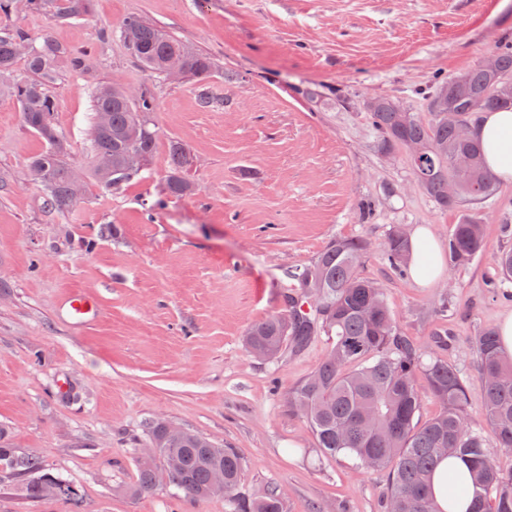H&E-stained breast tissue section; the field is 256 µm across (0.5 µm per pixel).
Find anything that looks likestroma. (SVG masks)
Masks as SVG:
<instances>
[{
	"label": "stroma",
	"instance_id": "stroma-1",
	"mask_svg": "<svg viewBox=\"0 0 512 512\" xmlns=\"http://www.w3.org/2000/svg\"><path fill=\"white\" fill-rule=\"evenodd\" d=\"M130 15L208 54L215 70L151 75L120 37ZM15 29L66 51L49 92L75 169L89 166L103 84L151 88L157 144L131 182L87 179L83 198L57 209L28 169L45 142L0 95V432L77 493L32 499L25 478L0 469V512H234L166 483L131 493L158 418L238 452L239 498L275 489L285 512H383L386 472L321 456L288 408L331 337L270 363L243 347L254 323L282 310L289 270L340 238L367 241L358 273L382 285L403 335L428 349L434 326L447 330L443 355L482 423L472 340L512 315V283L487 286L496 256L512 250L502 230L512 185L476 207L482 253L418 287L385 259L388 233L423 225L444 249L458 214L416 187L403 150L382 152L360 103L392 98L429 120L424 92L512 42V0H91L68 20L0 11V32ZM74 54L86 68L72 67ZM173 139L190 157L186 196L167 190ZM73 291L101 307L83 329L58 310Z\"/></svg>",
	"mask_w": 512,
	"mask_h": 512
}]
</instances>
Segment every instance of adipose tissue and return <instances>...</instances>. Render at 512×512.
<instances>
[{"instance_id":"ef3b65f1","label":"adipose tissue","mask_w":512,"mask_h":512,"mask_svg":"<svg viewBox=\"0 0 512 512\" xmlns=\"http://www.w3.org/2000/svg\"><path fill=\"white\" fill-rule=\"evenodd\" d=\"M473 136L482 141L489 168L503 183L512 184V111L482 113ZM411 242L412 279L419 287H429L444 271L441 248L424 226L416 228ZM468 475L467 463L458 457L448 458L436 471L433 492L444 512H468L471 495L464 490Z\"/></svg>"}]
</instances>
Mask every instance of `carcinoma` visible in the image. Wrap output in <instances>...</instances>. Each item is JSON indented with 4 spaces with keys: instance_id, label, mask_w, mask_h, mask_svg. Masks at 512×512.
Returning a JSON list of instances; mask_svg holds the SVG:
<instances>
[{
    "instance_id": "obj_1",
    "label": "carcinoma",
    "mask_w": 512,
    "mask_h": 512,
    "mask_svg": "<svg viewBox=\"0 0 512 512\" xmlns=\"http://www.w3.org/2000/svg\"><path fill=\"white\" fill-rule=\"evenodd\" d=\"M90 0H26L23 11L52 8L57 17L69 19L88 11ZM121 37L134 58L150 72L168 76L173 61L183 76L209 74L212 59L161 27L138 15L125 19ZM65 51L51 42L31 44L21 29L0 34V92H8L20 106L23 120L48 147L30 162L34 180L54 206L76 202L74 184L83 175L66 161L67 142L57 132L50 116L55 101L47 87L57 76L56 61ZM26 58L30 77L15 74L19 57ZM497 73L512 76V46L495 52ZM467 89L455 92L450 81L434 84L425 97V122L414 112L395 111L388 99H374L369 109L386 153L406 144L422 148L411 160L413 175L421 190L444 210L458 213V222L448 236L450 265L470 263L484 248L483 224L472 206L497 194V180L485 167L483 149L474 138H464L460 126L473 123L477 114L512 108V97L492 91L493 75L478 63L466 70ZM455 120L432 111L443 95ZM155 100L147 88L136 102L127 99L115 84L95 91V125L102 129L93 140L92 175L112 189L142 171L156 146V132L148 114ZM169 155L173 175L170 193H192L193 185L181 176L190 157L183 144L171 141ZM457 183L454 198H448V181ZM367 251L360 238L338 239L312 263L288 271L292 280L284 295V309L255 323L247 332V352L260 359H273L290 348L304 349L324 333L331 347L315 371L288 395V405L309 426L322 455L351 457L359 464L388 472L385 512H442L434 500L431 480L438 465L450 456L464 458L471 467L474 508L469 512H512V473H503L488 454L485 433L491 431L499 446L512 449V355L503 351L497 329L487 328L474 338L478 378L484 390L485 425H474L468 414V387L461 370L442 354L424 350L401 334L380 284L357 273ZM383 251L390 265L409 267L413 262L410 236L395 227ZM497 279L512 282V251L496 260ZM427 381L430 395L441 405L434 418L421 424L418 413L419 377ZM150 445L156 457L137 460L135 495L152 492L166 481L186 496L203 500L231 495L243 463L231 448H218L207 439L158 420L149 426ZM0 464L20 474L38 468L35 458L19 455L0 445ZM237 512H284L283 495L272 491L238 503Z\"/></svg>"
}]
</instances>
